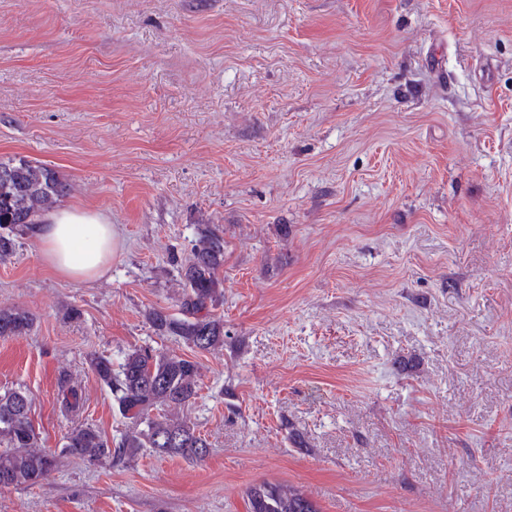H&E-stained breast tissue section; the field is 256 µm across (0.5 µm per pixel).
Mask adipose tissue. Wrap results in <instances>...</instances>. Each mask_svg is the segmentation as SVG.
I'll return each instance as SVG.
<instances>
[{
  "label": "adipose tissue",
  "mask_w": 512,
  "mask_h": 512,
  "mask_svg": "<svg viewBox=\"0 0 512 512\" xmlns=\"http://www.w3.org/2000/svg\"><path fill=\"white\" fill-rule=\"evenodd\" d=\"M33 233L44 264L74 282L102 277L117 251V233L108 218L87 208H56L41 218Z\"/></svg>",
  "instance_id": "1"
}]
</instances>
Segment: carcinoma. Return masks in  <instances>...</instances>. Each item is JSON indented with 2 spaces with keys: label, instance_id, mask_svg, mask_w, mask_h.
Wrapping results in <instances>:
<instances>
[{
  "label": "carcinoma",
  "instance_id": "cac0c4a2",
  "mask_svg": "<svg viewBox=\"0 0 512 512\" xmlns=\"http://www.w3.org/2000/svg\"><path fill=\"white\" fill-rule=\"evenodd\" d=\"M59 172L24 157L0 158V262L16 251L17 238L33 230L38 218L67 195ZM224 237L207 224L198 225L191 255L180 269L178 312L153 308L146 319L158 336H173L201 352L224 346V319L214 309L224 298ZM33 318L21 309L0 307V338L22 336ZM90 369L112 394L113 405L128 427L109 438L96 426L74 422L60 453L105 464L131 460L149 448L158 456L203 460L207 438L187 417L200 391L201 367L196 360L154 350L133 348L115 364L92 354ZM60 411L71 419L85 400L66 372L59 378ZM32 399L22 386L0 388V484H40L57 465V454L41 447L31 418ZM247 512H320L315 502L291 485L262 482L247 493Z\"/></svg>",
  "mask_w": 512,
  "mask_h": 512
}]
</instances>
